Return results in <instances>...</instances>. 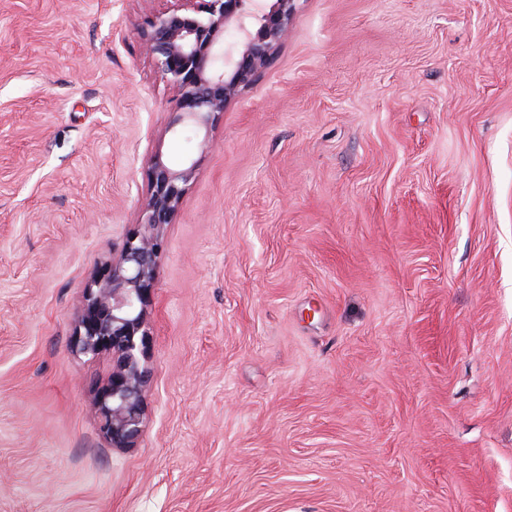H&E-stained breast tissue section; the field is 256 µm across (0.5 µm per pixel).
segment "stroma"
<instances>
[{
  "mask_svg": "<svg viewBox=\"0 0 512 512\" xmlns=\"http://www.w3.org/2000/svg\"><path fill=\"white\" fill-rule=\"evenodd\" d=\"M164 0H0V512H512V0H299L169 131ZM145 421L99 429L83 285L150 158Z\"/></svg>",
  "mask_w": 512,
  "mask_h": 512,
  "instance_id": "35a3bbf8",
  "label": "stroma"
}]
</instances>
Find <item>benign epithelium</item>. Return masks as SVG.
<instances>
[{
  "instance_id": "7a95c632",
  "label": "benign epithelium",
  "mask_w": 512,
  "mask_h": 512,
  "mask_svg": "<svg viewBox=\"0 0 512 512\" xmlns=\"http://www.w3.org/2000/svg\"><path fill=\"white\" fill-rule=\"evenodd\" d=\"M141 30L144 54L176 97L173 126L209 127L274 59L288 36L298 0H172ZM234 29L240 43L224 45ZM195 165L172 169L161 153L150 160V191L137 229L118 259L85 284L72 345L92 359L110 358L94 408L114 448L136 446L143 428L148 307L162 250V226L177 213Z\"/></svg>"
}]
</instances>
